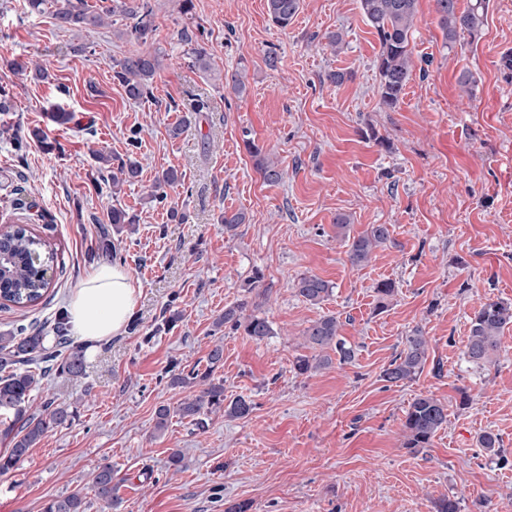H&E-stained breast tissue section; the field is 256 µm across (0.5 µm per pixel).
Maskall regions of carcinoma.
<instances>
[{
	"mask_svg": "<svg viewBox=\"0 0 512 512\" xmlns=\"http://www.w3.org/2000/svg\"><path fill=\"white\" fill-rule=\"evenodd\" d=\"M417 0H360V9L365 21L376 31L380 52L376 59L379 76V104L386 110H394L403 99L404 91L414 72L413 52L410 41L416 17ZM267 13L271 21L285 29L298 15L301 0H266ZM439 25L448 45L466 32L476 37L485 25L488 0H473L465 10H460L458 0H436ZM119 16L132 20L126 35L137 43H145L155 31L154 13L148 0H110L105 14L90 10L86 0H56L54 19L61 28L83 30L100 27L104 15ZM160 67L156 54L135 50L114 66V78L125 88L129 99L138 101L151 93L153 79ZM255 157L256 168L267 183H277L282 173L274 162L262 155L261 149L248 145ZM140 174L134 163L121 162L112 173V191L118 193L120 185L131 182ZM182 174L172 168L162 172L153 185L150 197L160 203L167 199L165 188L181 184ZM390 240V230L385 224H371L348 244V258L352 266H364L375 249ZM0 247L11 255L4 263V276H0V299L18 309L38 303L48 288L45 273L55 261V253L44 241L33 236L28 225L14 223L0 232ZM38 261H32V256ZM295 290L305 300L317 304L329 293L325 280L314 274H304L295 283ZM228 326L243 330L255 341L271 334L269 322L257 315H244V304L224 309L217 326ZM512 326V301L489 298L474 312L470 321L465 356L475 364L491 361L498 350L500 336L505 328ZM63 327H54L55 345L48 346V336L42 328L21 324L15 329L0 333V411L11 412L13 426L4 431L10 439L11 449L0 454V475L16 468L24 461L29 450L35 447L52 426L62 425L72 418L70 406L49 401L43 412L31 411V393L41 379L50 373L78 377L84 371V357L77 349L62 355L68 341L62 334ZM306 342L314 349H332L339 362L349 363L353 350L339 337V321L334 315H326L304 331ZM427 360V341L417 333L407 339L405 347L383 371V380L399 383L411 380L421 373ZM224 361V346L216 344L208 353L205 369L195 365L190 370L174 376L171 385L191 387L204 385L200 394L182 401L176 412L184 418H196L203 409L224 412L231 418H244L252 411V402L238 396L224 403V381H215L213 372ZM331 363L328 355L319 358L299 357L294 370L299 375ZM448 408L431 395L416 398L405 413L404 429L408 448H425L436 433L447 422ZM112 465L104 463L98 467L92 490L97 498L112 504ZM43 512H85L84 497L76 492L62 498L48 500Z\"/></svg>",
	"mask_w": 512,
	"mask_h": 512,
	"instance_id": "obj_1",
	"label": "carcinoma"
}]
</instances>
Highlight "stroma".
Listing matches in <instances>:
<instances>
[{"label": "stroma", "mask_w": 512, "mask_h": 512, "mask_svg": "<svg viewBox=\"0 0 512 512\" xmlns=\"http://www.w3.org/2000/svg\"><path fill=\"white\" fill-rule=\"evenodd\" d=\"M150 3L157 29L146 48L160 68L152 97L135 102L113 77L135 48L123 22L61 30L52 9L30 16L23 0H0V88L12 99L0 114V128H11L0 131V226L15 222L11 191L25 185L28 226L56 253L44 298L24 313L0 307V333L24 321L53 328L74 289L105 264V239L141 289L124 335L86 357L81 376L53 374L33 392L34 405L64 402L74 417L0 476V512H42L77 491L86 512H224L242 501L249 512H434L448 497L461 512H512V327L491 363L464 355L480 304L512 300V72L500 65L512 52V0H490L480 38L451 46L435 0H417V70L392 111L379 104L380 44L359 0H302L285 29L265 0H192L187 14L180 0ZM185 29L199 33L211 72L192 66ZM32 59L48 80L16 71ZM235 73L240 95L227 82ZM198 96L208 103L201 112ZM57 108L73 124L49 122ZM178 124L183 132L171 136ZM34 127L58 150L31 141L16 149L15 137ZM250 140L277 162L279 183L257 172ZM97 150L138 161L137 180L113 194ZM168 168L183 182L152 201L149 188ZM114 206L132 218L119 231L108 220ZM238 210L246 224L226 232L223 213ZM340 214L354 235L371 224L391 230L365 267L348 260ZM304 274L328 283L324 301L297 295ZM384 280L396 293L383 303L375 287ZM241 302L268 320L271 336L216 328ZM175 311L179 320L165 324ZM326 315L355 357L296 375L295 358L316 354L303 332ZM417 331L428 345L422 372L385 382ZM218 342L225 400L246 397L253 410L181 417L177 406L198 390L172 386V372L205 364ZM426 394L447 405L448 421L428 447H406L405 413ZM162 405L172 414L157 436ZM488 432L499 453L481 447ZM177 449L184 459L174 467ZM104 462L116 474L108 504L91 489Z\"/></svg>", "instance_id": "stroma-1"}]
</instances>
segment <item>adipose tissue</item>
Listing matches in <instances>:
<instances>
[{
  "label": "adipose tissue",
  "mask_w": 512,
  "mask_h": 512,
  "mask_svg": "<svg viewBox=\"0 0 512 512\" xmlns=\"http://www.w3.org/2000/svg\"><path fill=\"white\" fill-rule=\"evenodd\" d=\"M139 296V286L121 265L94 269L67 301L73 336L94 345L123 334Z\"/></svg>",
  "instance_id": "1"
}]
</instances>
